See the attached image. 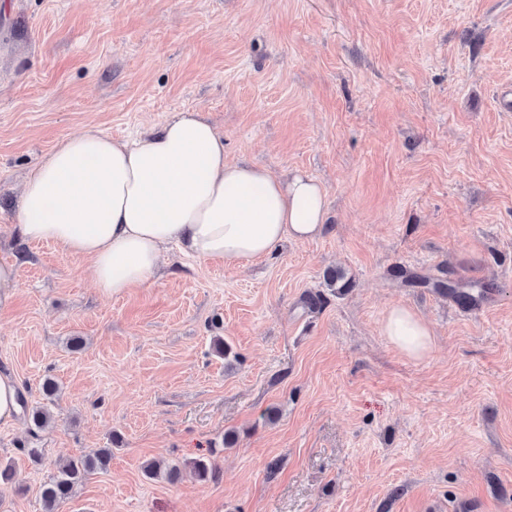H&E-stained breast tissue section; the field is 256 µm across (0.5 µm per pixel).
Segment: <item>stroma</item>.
<instances>
[{
  "label": "stroma",
  "instance_id": "obj_1",
  "mask_svg": "<svg viewBox=\"0 0 512 512\" xmlns=\"http://www.w3.org/2000/svg\"><path fill=\"white\" fill-rule=\"evenodd\" d=\"M507 100L512 0H0V369L53 415L0 425V512H44L43 484L99 448L62 512H512ZM185 110L228 161L320 182L324 233L238 267L169 246L120 297L22 239L25 178L59 140ZM441 268L486 293L466 308L401 277ZM396 305L429 324L425 358L384 336ZM16 274L15 262L0 263V309L9 307L15 299Z\"/></svg>",
  "mask_w": 512,
  "mask_h": 512
}]
</instances>
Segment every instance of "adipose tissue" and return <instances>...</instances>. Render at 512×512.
Listing matches in <instances>:
<instances>
[{
    "label": "adipose tissue",
    "instance_id": "1",
    "mask_svg": "<svg viewBox=\"0 0 512 512\" xmlns=\"http://www.w3.org/2000/svg\"><path fill=\"white\" fill-rule=\"evenodd\" d=\"M326 219L319 183L227 161L223 137L194 111L136 142L97 131L61 139L27 176L19 199L23 239L85 261L109 297L153 285L168 245L236 267L284 242L319 237ZM383 332L411 358L431 348L430 327L406 307L388 311Z\"/></svg>",
    "mask_w": 512,
    "mask_h": 512
}]
</instances>
